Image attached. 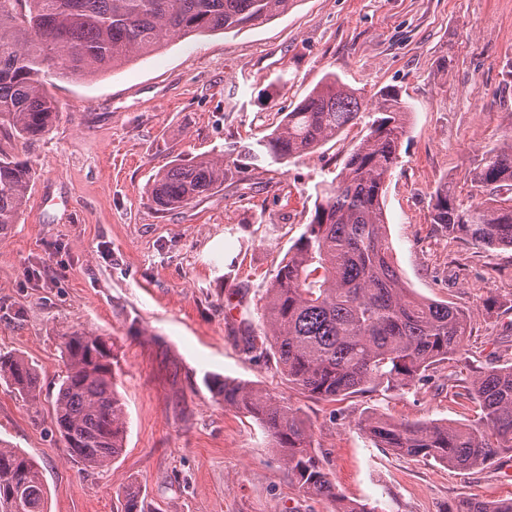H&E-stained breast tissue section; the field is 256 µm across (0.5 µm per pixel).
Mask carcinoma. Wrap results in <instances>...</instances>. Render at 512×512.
Instances as JSON below:
<instances>
[{"label": "carcinoma", "mask_w": 512, "mask_h": 512, "mask_svg": "<svg viewBox=\"0 0 512 512\" xmlns=\"http://www.w3.org/2000/svg\"><path fill=\"white\" fill-rule=\"evenodd\" d=\"M296 0H0V239L18 223L34 181L16 143L36 142L58 119L46 77H80L116 69L162 39L228 33L284 14ZM411 106L393 89L372 109L357 90L327 73L271 132L253 157L275 161L313 152L346 127L367 135L330 181L316 186L314 213L278 266L264 295L261 336L244 351L274 361L288 384L310 397L342 401L371 388L404 390L436 365L466 353L470 313L417 296L405 286L386 232L383 195L409 128ZM231 165L199 157L158 171L150 189L157 210H178L211 196ZM486 192L464 204L444 183L432 194L431 223L475 248H512V134L487 150L468 172ZM66 370L52 421L67 454L86 469L108 465L123 448L125 404L116 390L117 354L102 336H62ZM0 380L36 400L40 377L23 357L0 353ZM482 414L469 425L409 422L370 413L361 429L380 448L430 458L460 472L512 454V362L491 365L456 385ZM224 405L260 423L282 456L296 490L336 503V512H376L347 501L315 449L305 419L284 398L245 382L217 386ZM142 489L125 488L120 512H143ZM37 463L0 440V512H47ZM454 512H512V499L465 498Z\"/></svg>", "instance_id": "obj_1"}]
</instances>
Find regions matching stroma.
I'll return each instance as SVG.
<instances>
[{"mask_svg": "<svg viewBox=\"0 0 512 512\" xmlns=\"http://www.w3.org/2000/svg\"><path fill=\"white\" fill-rule=\"evenodd\" d=\"M511 67L512 0H296L257 27L178 38L84 78L50 76L59 119L17 149L35 180L0 241V352L26 358L41 381L34 401L0 381V439L39 465L49 512H117L132 481L150 512H334L298 493L258 422L206 387L213 374L285 398L339 492L377 512L512 497L510 456L459 473L377 447L359 426L370 412L475 423L477 403L457 398L453 381L512 362V248L485 252L431 222L436 187L469 200V169L512 132ZM329 72L366 105L388 87L411 106L384 197L387 234L408 287L469 309L475 326L463 358L428 383L336 403L299 393L243 349L263 331L266 285L304 232L316 185L365 131L348 127L282 163L247 150ZM202 154L233 161V177L158 212L155 173ZM52 267L58 276H45ZM74 329L102 335L120 362L126 436L103 468L71 461L51 423L60 336Z\"/></svg>", "mask_w": 512, "mask_h": 512, "instance_id": "35a3bbf8", "label": "stroma"}]
</instances>
